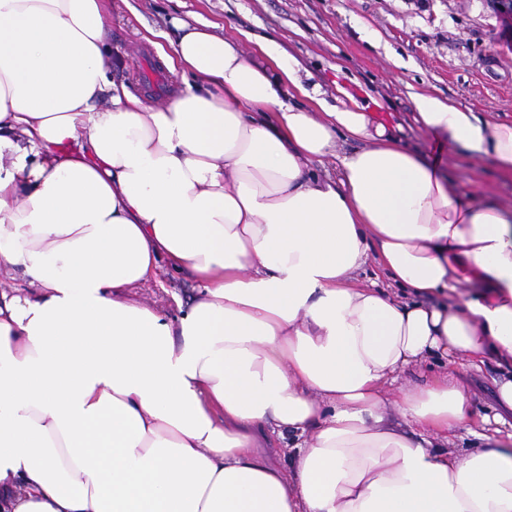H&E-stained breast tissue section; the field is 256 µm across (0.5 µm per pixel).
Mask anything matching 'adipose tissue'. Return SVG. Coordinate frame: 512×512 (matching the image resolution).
<instances>
[{
    "instance_id": "obj_1",
    "label": "adipose tissue",
    "mask_w": 512,
    "mask_h": 512,
    "mask_svg": "<svg viewBox=\"0 0 512 512\" xmlns=\"http://www.w3.org/2000/svg\"><path fill=\"white\" fill-rule=\"evenodd\" d=\"M111 23L110 0H0V277L31 285L0 289V512H512V208L261 35L262 63L176 21L189 79L145 104ZM414 104L512 174V124ZM340 134L369 146L316 171ZM372 257L396 291L353 283ZM163 264L201 283L172 318L129 295ZM425 358L495 360L496 429L445 374L390 396Z\"/></svg>"
}]
</instances>
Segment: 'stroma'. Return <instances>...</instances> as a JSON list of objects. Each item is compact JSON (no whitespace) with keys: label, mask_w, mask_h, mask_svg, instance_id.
<instances>
[{"label":"stroma","mask_w":512,"mask_h":512,"mask_svg":"<svg viewBox=\"0 0 512 512\" xmlns=\"http://www.w3.org/2000/svg\"><path fill=\"white\" fill-rule=\"evenodd\" d=\"M177 19L216 24L230 38L252 32L276 40L295 59L304 84L356 101L371 124L383 125L427 160L445 163L461 194L478 186L512 203L511 175L428 136L414 106L415 95H433L512 123V15L499 0H112V46L125 59L113 78L151 101L177 92L182 75L160 57L173 50ZM195 286L189 273L163 271L135 295L172 314L177 298ZM495 370L492 360L479 372L448 367L468 392L476 418L499 410Z\"/></svg>","instance_id":"stroma-1"}]
</instances>
